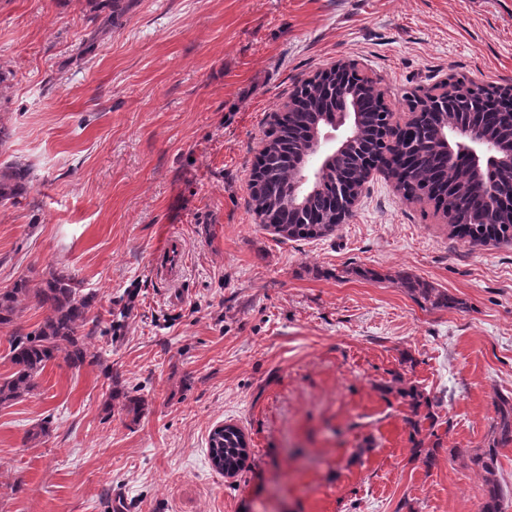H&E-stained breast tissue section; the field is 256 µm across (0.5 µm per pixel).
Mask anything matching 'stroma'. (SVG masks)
Masks as SVG:
<instances>
[{
    "label": "stroma",
    "instance_id": "stroma-1",
    "mask_svg": "<svg viewBox=\"0 0 512 512\" xmlns=\"http://www.w3.org/2000/svg\"><path fill=\"white\" fill-rule=\"evenodd\" d=\"M117 2L97 35L101 0H0V167L30 174L0 204V290L71 275L98 357L0 407V512H480L470 458L512 395V245L455 237L378 172L331 235L285 241L249 178L273 113L336 62L399 123L436 85L512 82V0ZM173 234L180 289L151 272ZM404 273L463 308H421ZM397 374L435 406L433 466L381 390ZM225 424L249 445L232 478L209 457Z\"/></svg>",
    "mask_w": 512,
    "mask_h": 512
}]
</instances>
